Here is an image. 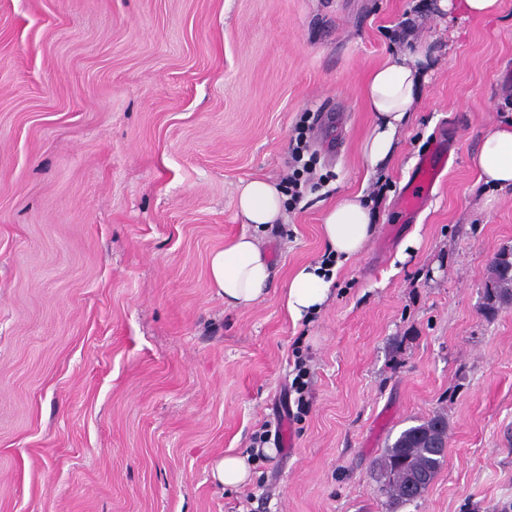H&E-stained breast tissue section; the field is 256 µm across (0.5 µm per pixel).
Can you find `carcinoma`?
<instances>
[{
	"label": "carcinoma",
	"instance_id": "carcinoma-1",
	"mask_svg": "<svg viewBox=\"0 0 512 512\" xmlns=\"http://www.w3.org/2000/svg\"><path fill=\"white\" fill-rule=\"evenodd\" d=\"M485 284V312L512 303V249H503L489 266ZM448 440V420L436 414L403 430L378 462L385 483L381 491L397 507L421 497L440 470Z\"/></svg>",
	"mask_w": 512,
	"mask_h": 512
}]
</instances>
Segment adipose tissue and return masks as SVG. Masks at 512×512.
Here are the masks:
<instances>
[{"instance_id": "obj_1", "label": "adipose tissue", "mask_w": 512, "mask_h": 512, "mask_svg": "<svg viewBox=\"0 0 512 512\" xmlns=\"http://www.w3.org/2000/svg\"><path fill=\"white\" fill-rule=\"evenodd\" d=\"M429 63V46L420 42L390 55L372 71L366 96L373 120L362 145V157L370 169L392 157L397 138L422 95ZM472 164L485 189H512V120L488 130ZM285 201L281 188L269 179L255 178L239 185L236 209L255 231L212 253L208 265L209 284L223 296L225 306H250L267 294L275 270L257 234L285 220ZM374 230L370 203L363 194L351 195L324 211L321 233L328 247L327 259L298 268L290 278L284 300L292 318L320 311L330 296L337 267L359 255Z\"/></svg>"}]
</instances>
